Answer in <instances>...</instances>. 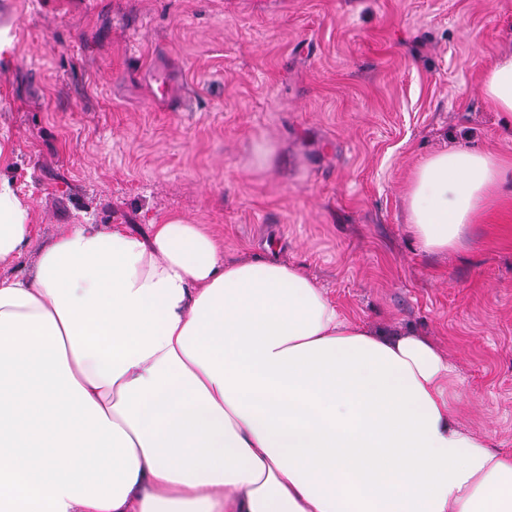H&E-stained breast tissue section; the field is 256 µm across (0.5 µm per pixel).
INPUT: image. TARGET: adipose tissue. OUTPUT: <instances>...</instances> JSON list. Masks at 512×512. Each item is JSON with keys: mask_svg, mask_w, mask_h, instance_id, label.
Segmentation results:
<instances>
[{"mask_svg": "<svg viewBox=\"0 0 512 512\" xmlns=\"http://www.w3.org/2000/svg\"><path fill=\"white\" fill-rule=\"evenodd\" d=\"M482 86L512 116V53ZM510 184L491 154H432L408 230L462 247ZM33 229L0 176V262ZM454 374L301 267L225 261L202 225L66 224L0 280V512H512V453L460 423Z\"/></svg>", "mask_w": 512, "mask_h": 512, "instance_id": "obj_1", "label": "adipose tissue"}]
</instances>
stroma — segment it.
<instances>
[{
    "mask_svg": "<svg viewBox=\"0 0 512 512\" xmlns=\"http://www.w3.org/2000/svg\"><path fill=\"white\" fill-rule=\"evenodd\" d=\"M1 18L0 175L36 220L1 280L86 218L207 225L225 260L301 265L346 315L429 338L461 423L512 452V189L445 253L405 212L435 152L512 161L481 82L512 0H0Z\"/></svg>",
    "mask_w": 512,
    "mask_h": 512,
    "instance_id": "1",
    "label": "stroma"
}]
</instances>
